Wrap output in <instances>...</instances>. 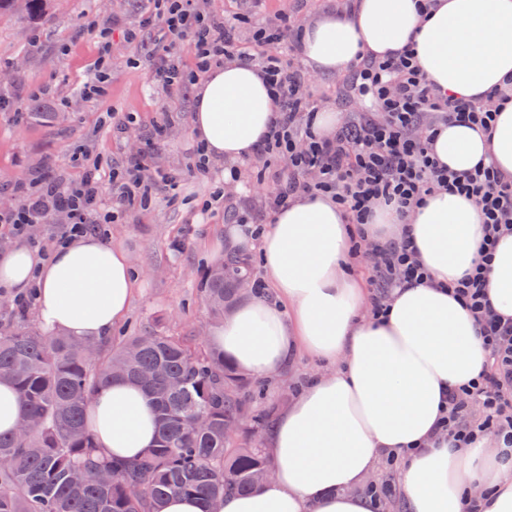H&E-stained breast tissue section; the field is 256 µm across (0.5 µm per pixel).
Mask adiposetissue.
<instances>
[{"label": "adipose tissue", "mask_w": 512, "mask_h": 512, "mask_svg": "<svg viewBox=\"0 0 512 512\" xmlns=\"http://www.w3.org/2000/svg\"><path fill=\"white\" fill-rule=\"evenodd\" d=\"M409 45L442 91L485 96L512 80V0H434L426 11L419 0H353L351 12L306 23L298 47L310 68L332 75ZM275 117L260 68L229 62L197 82L190 133L209 159L233 164L255 154ZM430 148L448 170L487 159L512 178V100L491 133L451 122ZM364 231L409 235L430 274L394 288L380 318L362 312L352 229L331 197L294 199L253 241L228 228L227 244L255 243L272 294L246 299L213 327V350L260 377L281 373L301 353L330 369L310 378L268 432L271 479L224 496L213 512H374L362 488L384 455L403 461L397 481L407 512H465L471 503L478 512H512V448H497L491 436L452 448L438 435L449 389L476 378L488 358L471 312L447 289L479 260L478 203L438 190L405 224L376 206ZM33 285L47 332L93 338L124 321L140 282L122 248L88 235L46 258L22 245L0 252V286L21 294ZM487 291L495 312L512 320V232L500 237ZM88 417L106 455L134 460L156 442L154 405L125 381L99 387Z\"/></svg>", "instance_id": "adipose-tissue-1"}]
</instances>
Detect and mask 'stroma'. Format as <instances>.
I'll list each match as a JSON object with an SVG mask.
<instances>
[{"instance_id": "1", "label": "stroma", "mask_w": 512, "mask_h": 512, "mask_svg": "<svg viewBox=\"0 0 512 512\" xmlns=\"http://www.w3.org/2000/svg\"><path fill=\"white\" fill-rule=\"evenodd\" d=\"M347 0H265L267 17L288 13L302 26L320 13L344 10ZM154 0H53L37 25L17 17L0 18V98L12 108L0 112V208L15 205L14 186L33 178L64 177L75 180L80 168L72 156L84 152L100 158L104 168L123 162L128 151L149 148L152 165L178 177L174 198L159 199L150 209L131 207L109 224L106 242L121 246L141 286L118 336H135L166 328L175 334L199 335L212 318L202 300L201 281L211 256L224 247L223 214L204 216L200 209L216 186L224 181V162H210L209 172L193 176L187 171L195 145L189 127L194 87L186 85L170 94L157 85L147 65L149 55L164 40L156 27L141 28ZM114 24L116 35L102 46L96 30L102 22ZM140 28L135 42L124 41L129 28ZM109 49L112 75L103 97L88 98L83 86L102 49ZM318 110L351 117L359 104L349 98L348 73H306ZM132 113L137 124L125 138L112 135L109 111ZM166 137L154 142V126ZM254 160L239 165L241 177L230 189L231 207L247 209L269 195L272 181H259ZM313 356L300 355L288 372L254 378L260 404L283 410L286 389L304 387L322 370Z\"/></svg>"}]
</instances>
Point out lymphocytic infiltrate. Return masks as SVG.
I'll return each mask as SVG.
<instances>
[{
    "label": "lymphocytic infiltrate",
    "mask_w": 512,
    "mask_h": 512,
    "mask_svg": "<svg viewBox=\"0 0 512 512\" xmlns=\"http://www.w3.org/2000/svg\"><path fill=\"white\" fill-rule=\"evenodd\" d=\"M239 2L240 9L217 17L202 12L198 0H157L155 12L142 20L143 26L160 27L166 36L151 59L152 72L166 90H178L185 82L182 53L186 50L195 58V76L238 61L259 66L273 84L277 113L256 160L263 169L272 170L276 189L265 197L260 210L236 212V223L259 226L295 198L320 193L332 195L359 225L367 223L373 204L380 201L404 222L434 190L474 198L486 224L479 247L482 262L453 290L469 306L490 362L476 381L449 392L439 433L455 448L470 445L481 434L493 435L500 447L512 448V321L500 318L492 308L484 267L500 235L512 231V181L481 162L466 173L447 171L429 148L436 126L450 121L490 131L507 92L476 101L446 94L414 65L413 50L407 47L382 61L361 59L351 69L349 82L353 96L365 106L362 120L330 135H317L311 126L316 105L308 81L288 61L289 49L297 44L294 25L287 14L269 19L251 7V0ZM243 23L253 28L251 42L236 37ZM76 162L83 169L79 180L22 191L18 206L0 211V224L21 235L28 227L66 213L68 222L55 235L61 247L118 220L134 197L148 206L153 195L168 197L178 188L174 178H153L148 158L140 151L127 154L125 165L109 172L97 158L80 156ZM106 192L112 199L108 206L102 202ZM352 250L362 254L372 271L373 313H381L392 288L424 274L409 239L371 241L361 236Z\"/></svg>",
    "instance_id": "lymphocytic-infiltrate-1"
}]
</instances>
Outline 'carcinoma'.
Listing matches in <instances>:
<instances>
[{
    "label": "carcinoma",
    "instance_id": "obj_1",
    "mask_svg": "<svg viewBox=\"0 0 512 512\" xmlns=\"http://www.w3.org/2000/svg\"><path fill=\"white\" fill-rule=\"evenodd\" d=\"M44 2L0 0V16L37 20ZM250 275V259L224 248L203 288L213 318L238 304ZM6 317L0 379L20 393L30 430L0 433V512H158L174 496L207 505L258 488L271 470L256 431L270 430L274 409L255 405L247 374L195 337L152 331L115 344L49 334L29 311ZM114 379L141 387L158 412L156 445L134 462L103 455L86 420L94 391Z\"/></svg>",
    "mask_w": 512,
    "mask_h": 512
}]
</instances>
